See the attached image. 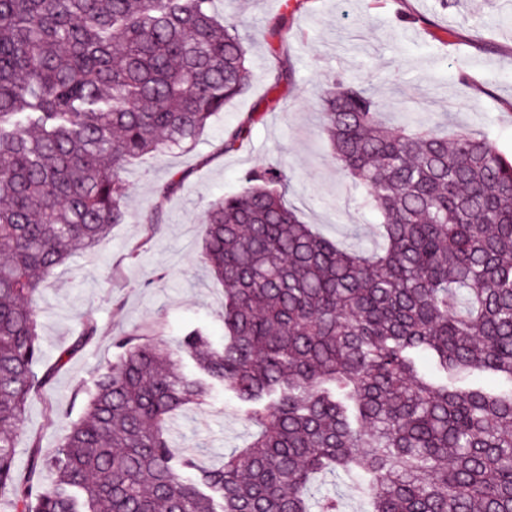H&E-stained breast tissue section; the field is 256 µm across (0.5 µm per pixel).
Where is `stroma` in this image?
Returning a JSON list of instances; mask_svg holds the SVG:
<instances>
[{
  "label": "stroma",
  "instance_id": "1",
  "mask_svg": "<svg viewBox=\"0 0 512 512\" xmlns=\"http://www.w3.org/2000/svg\"><path fill=\"white\" fill-rule=\"evenodd\" d=\"M232 15L250 43L248 91L226 104L191 149L156 153L128 166L125 219L95 249L77 253L43 282L33 306L44 361H54L91 313L98 335L26 408L15 457L26 466L31 438L54 453L63 417L77 418L95 389L99 369L114 360L112 339L134 328L165 323L166 339L199 327L213 345L224 340V288L199 260L209 201L237 192L251 170L280 164L289 177L285 197L305 223L348 248L376 240L378 214L337 168L320 135L317 103L330 80L365 85L394 128L446 121L448 132L487 136L512 157V0H214ZM281 38L267 30L278 18ZM286 80H278V72ZM260 113L245 146L221 150L224 130L247 113ZM187 172L169 197L158 187ZM159 208L162 221L145 224ZM253 428L245 409L223 389L203 407L171 423L174 446L209 466L244 447ZM318 495L336 496L344 512H365L359 483L344 473L317 477Z\"/></svg>",
  "mask_w": 512,
  "mask_h": 512
}]
</instances>
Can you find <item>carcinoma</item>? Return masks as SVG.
<instances>
[{
    "label": "carcinoma",
    "mask_w": 512,
    "mask_h": 512,
    "mask_svg": "<svg viewBox=\"0 0 512 512\" xmlns=\"http://www.w3.org/2000/svg\"><path fill=\"white\" fill-rule=\"evenodd\" d=\"M213 0H0V501L9 512H342L307 487L359 476L368 512H512V158L439 125L392 131L368 88L318 112L338 169L381 218L380 250L339 246L250 173L208 207L200 258L224 285V343L127 333L56 453L14 434L97 334L41 364L32 302L75 248L125 218L124 173L192 147L251 83ZM257 112L224 130L248 141ZM188 174L158 188L165 198ZM189 357L206 375L182 369ZM499 380L496 386L477 381ZM219 384L251 441L212 470L177 453L174 416Z\"/></svg>",
    "instance_id": "carcinoma-1"
}]
</instances>
